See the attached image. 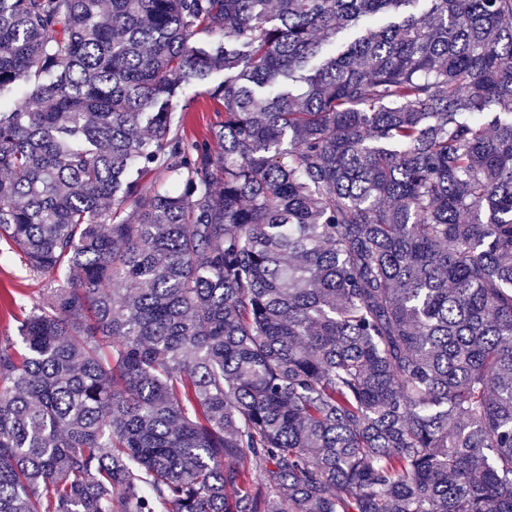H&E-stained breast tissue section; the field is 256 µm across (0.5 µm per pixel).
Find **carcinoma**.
<instances>
[{"label":"carcinoma","instance_id":"carcinoma-1","mask_svg":"<svg viewBox=\"0 0 512 512\" xmlns=\"http://www.w3.org/2000/svg\"><path fill=\"white\" fill-rule=\"evenodd\" d=\"M14 87L0 512H512V0H0ZM221 109L218 103L206 100L202 88L188 87L181 95L175 112L185 113L184 133L189 139H194L205 135L210 125L220 119L221 112L216 111ZM47 280L34 274L24 259L3 241L0 242V337L13 323L11 314H20L24 306L38 300ZM21 306V307H20ZM2 334V335H1Z\"/></svg>","mask_w":512,"mask_h":512}]
</instances>
